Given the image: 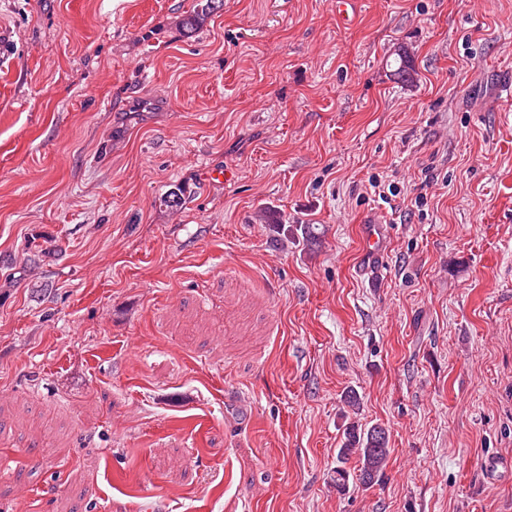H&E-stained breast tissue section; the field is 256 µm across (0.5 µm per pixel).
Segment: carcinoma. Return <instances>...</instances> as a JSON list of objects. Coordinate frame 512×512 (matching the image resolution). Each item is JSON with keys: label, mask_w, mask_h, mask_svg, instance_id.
<instances>
[{"label": "carcinoma", "mask_w": 512, "mask_h": 512, "mask_svg": "<svg viewBox=\"0 0 512 512\" xmlns=\"http://www.w3.org/2000/svg\"><path fill=\"white\" fill-rule=\"evenodd\" d=\"M224 9V0H199L192 14L182 19V26L192 31L201 26L210 16ZM273 225L277 236L288 237L297 232L302 239L315 237L316 231L311 224H286L281 219L267 218ZM387 429L381 424H374L367 429H360L352 424L345 430L344 441L337 451L336 469L333 481L342 492L349 489L350 481L357 480L363 486L375 482L387 466L390 448Z\"/></svg>", "instance_id": "obj_1"}]
</instances>
